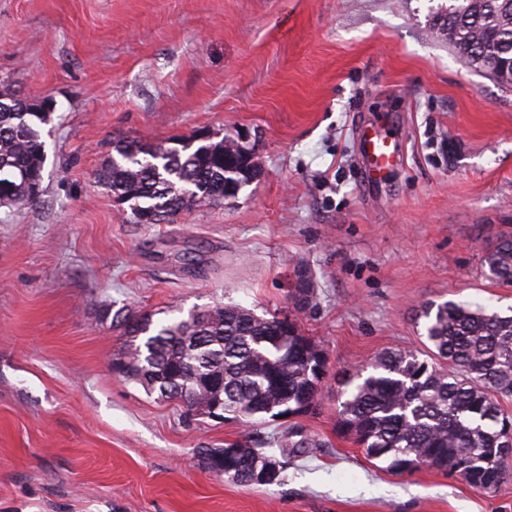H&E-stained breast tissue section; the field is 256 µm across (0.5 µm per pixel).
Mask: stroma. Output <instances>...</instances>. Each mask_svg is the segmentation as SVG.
<instances>
[{"mask_svg":"<svg viewBox=\"0 0 512 512\" xmlns=\"http://www.w3.org/2000/svg\"><path fill=\"white\" fill-rule=\"evenodd\" d=\"M429 0H0V95L49 98L36 205L0 207V512H512L439 471L394 475L336 428L345 381L421 348L423 307L507 312L480 276L512 233V87L433 35ZM401 162L365 179L356 132ZM200 130L258 146L259 176L174 224L120 217L112 141ZM316 301L296 309L299 270ZM238 304L290 316L326 359L318 439L278 485L203 448L285 430L188 415L112 371L111 312Z\"/></svg>","mask_w":512,"mask_h":512,"instance_id":"35a3bbf8","label":"stroma"}]
</instances>
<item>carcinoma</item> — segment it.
<instances>
[{
    "label": "carcinoma",
    "mask_w": 512,
    "mask_h": 512,
    "mask_svg": "<svg viewBox=\"0 0 512 512\" xmlns=\"http://www.w3.org/2000/svg\"><path fill=\"white\" fill-rule=\"evenodd\" d=\"M508 0H440L429 7L428 22L474 70L476 58L493 50L512 60ZM49 113L23 104L0 106V206L33 202L27 176L43 177L47 158L40 127ZM257 176L254 159L236 139L206 142L193 137L151 143L123 138L96 173V182L127 200L128 220L154 212L171 224L185 212L224 201ZM482 276L512 286V235L485 249ZM313 278L299 276L295 304L313 303ZM426 350L393 349L378 355L370 368L355 371L338 402L342 433L372 460L395 475L434 468L477 492L495 497L512 483V414L501 399L512 396V315L445 301L426 305ZM127 336L121 352L132 364L128 380L161 399L177 387L193 389L196 415L208 414L213 394L202 380L224 374V418L246 424L266 422L269 409L295 417L302 401L320 404L324 373L311 364L318 345L288 317L256 315L239 305L193 308L187 315L156 322L153 315L120 309L114 315ZM239 462L224 476L253 485L251 472L267 463L278 474L299 457L315 455L322 443L288 430L256 446L240 440ZM275 452H269V449Z\"/></svg>",
    "instance_id": "1"
}]
</instances>
